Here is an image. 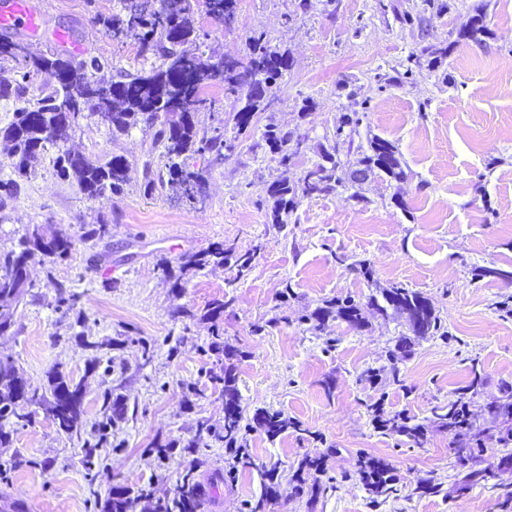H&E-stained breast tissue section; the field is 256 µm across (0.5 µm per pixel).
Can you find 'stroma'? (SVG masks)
<instances>
[{
    "instance_id": "35a3bbf8",
    "label": "stroma",
    "mask_w": 512,
    "mask_h": 512,
    "mask_svg": "<svg viewBox=\"0 0 512 512\" xmlns=\"http://www.w3.org/2000/svg\"><path fill=\"white\" fill-rule=\"evenodd\" d=\"M236 0L232 29L198 12L201 35L189 52L216 51L246 61L247 38L262 34L286 51L291 67L278 98L257 112L253 135L224 156L194 154L189 169L204 177L192 202L169 191L144 195L142 164L152 132L112 137L98 118L82 121L63 147L48 146L18 194L0 191V251L15 249L28 225L65 231L75 241L68 260L35 262L31 286L0 335V357L25 381L43 387L57 368L85 388L78 433H58L43 409L27 423H7L10 447L0 462V512H99L121 484L174 495L186 473L205 487L199 512H250L261 473L275 469L277 493L265 512H512V466L500 459L511 416L488 408L512 400V0ZM38 35L17 40L52 51L55 30H69L84 57L105 59L104 77L133 72L147 55L137 40H114L109 23L120 0H51ZM484 14L481 42L456 35ZM360 122L337 135L342 114ZM292 133L300 147L288 167L253 145L267 124ZM380 136L398 147L405 177L376 173L355 190L302 199L285 227L272 224L269 185L302 178L335 144L343 168L355 167ZM131 163L123 193L92 201L75 181L58 179L59 149ZM360 200H353L352 192ZM109 224L103 241L85 239ZM256 249L245 277L232 265L206 267L173 287L162 263L213 243ZM369 271H355L358 262ZM398 286L420 292L441 324L414 338L409 356L390 357L409 333L403 315L367 312L351 330L336 321L319 330L309 314L329 300L366 302ZM74 295L57 308L59 292ZM226 304L218 321L205 313ZM276 327H266L270 318ZM240 353L235 359L245 417L255 409L298 422L276 439L242 433L252 465H234L222 441H200L182 453L198 422L221 425L224 358L213 333ZM97 368H90V361ZM122 396L124 412L103 425L104 396ZM464 399L479 446L459 458L453 431L435 408ZM423 424L413 441L379 429L374 408ZM170 446L168 456L156 454ZM323 454L317 499L296 490L293 474L308 455ZM393 467L396 494L373 499L358 477L362 460ZM473 469L488 478L463 489ZM433 475L435 494L417 492Z\"/></svg>"
}]
</instances>
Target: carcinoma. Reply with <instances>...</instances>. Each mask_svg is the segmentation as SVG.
Returning a JSON list of instances; mask_svg holds the SVG:
<instances>
[{
    "instance_id": "carcinoma-1",
    "label": "carcinoma",
    "mask_w": 512,
    "mask_h": 512,
    "mask_svg": "<svg viewBox=\"0 0 512 512\" xmlns=\"http://www.w3.org/2000/svg\"><path fill=\"white\" fill-rule=\"evenodd\" d=\"M112 34L134 35L140 40L143 49L159 60L150 68H142L135 73H124L112 80L97 79L94 73L104 68L105 63L97 58L78 60L70 53H45L31 44L15 41L10 36H0V58L16 62L29 73L43 71L54 75L57 85L33 107H21L14 113V119L0 128L5 138L12 143L13 154L19 157L14 165L18 177L29 174L28 165L32 159L49 145H59L68 138L69 131L80 122L98 114L107 119V127L112 137L128 133L140 124L152 126L155 133L151 150L159 151L165 159L167 177L147 178L144 192L150 194L167 188L188 199L195 198L201 189L202 177L188 169L183 160L188 154L211 152L218 156L235 148V141L251 133L252 121L257 112L266 108L276 98L280 90V80L290 67L288 54L271 47L260 36L249 38L250 53L247 63H228L224 56L212 53L191 55L185 45L199 37L192 0H166L160 10L148 15H131L126 9L112 17ZM487 34L485 15H474L466 27L457 32V38L448 44V49L462 41H480ZM106 90L97 108H83L86 98L94 85ZM224 86V92L234 97V106L225 125L232 127L233 138L223 133L207 137L199 135L193 114L207 103L204 90L214 85ZM66 101L73 105V119L68 123L56 120L58 104ZM279 158V164L286 168L292 155L297 152L292 144V134L270 123L265 126L261 141L256 143ZM370 153L357 161L360 170L372 174L380 171L389 178L400 181L405 176L402 156L390 141L374 137L369 142ZM338 145L323 150L321 162L310 168L297 182L284 174L273 181L268 189L272 200L271 223L283 224V215L294 209L300 199L316 195L330 194L347 182H355L353 171L339 170L336 161ZM58 174L76 180L87 198L97 200L106 193L118 195L124 191L129 160L114 154L101 161L84 155H73L67 150H59L56 157ZM43 231L39 225L28 226L25 235L19 240V250L0 253V335L8 333L13 326V312L10 303L23 298L30 287L28 278L29 263L35 259L41 262L63 261L71 257L75 249L74 239L66 232L52 235L48 251L37 252ZM256 250L240 252L233 246L220 242L212 244L201 253H185L177 259L178 270L166 266V276L175 279L173 287H181V276L198 271L207 266H222L233 263L237 277L241 278L251 269ZM383 302L371 297L366 304L353 299L342 302L330 301L316 309L307 320L317 322L318 328L341 320L350 329L359 331L366 326L364 309L369 307L380 314L387 308L406 315L410 330L416 336H424L439 329L438 318L428 300L420 293L407 288L392 287L382 292ZM209 349L216 355L230 361L239 355L238 350L224 342V337L214 333ZM224 392V425L220 431L203 422L197 429V437L187 441L181 452L196 453L198 438L207 434L224 442V448L234 453V458L244 461L246 454L238 445L242 430L243 409L241 394L233 365L224 367L222 378ZM82 383H76L58 369L47 372L43 388H33L20 377L8 358H0V448H8L12 435L3 426L11 418L18 420L25 415L18 410L26 406H38L56 417L57 431L71 435L82 424ZM461 400L448 403L447 411L434 413L435 419L444 427H459ZM253 427L262 431L270 440L297 427L279 411L259 408L254 411ZM380 428L405 436L414 441L422 436L418 424H409L405 418L380 416ZM323 467V457L318 455L303 460L294 473L298 489H303L311 472H319ZM392 467L381 459L361 462L360 480L368 492L376 497L393 491L390 486ZM263 491L251 512H261L268 497L277 493L275 471L263 472ZM203 496L200 482L186 475L177 494L173 497L157 498L151 501L148 512H197ZM146 498L143 490H133L116 486L101 505L102 512H136L139 502Z\"/></svg>"
}]
</instances>
